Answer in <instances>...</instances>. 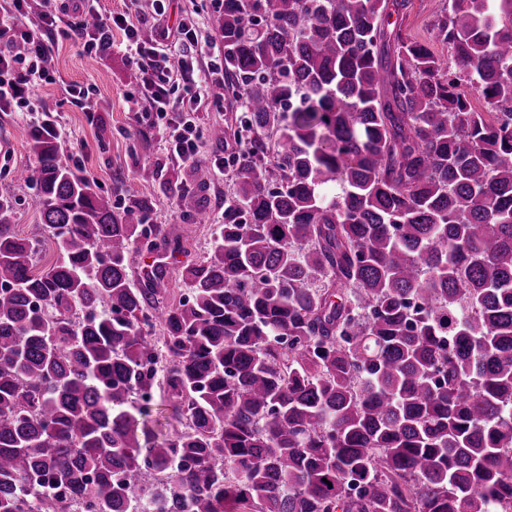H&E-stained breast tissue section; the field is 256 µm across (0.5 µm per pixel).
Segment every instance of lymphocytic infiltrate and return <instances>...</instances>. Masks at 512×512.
<instances>
[{"label":"lymphocytic infiltrate","mask_w":512,"mask_h":512,"mask_svg":"<svg viewBox=\"0 0 512 512\" xmlns=\"http://www.w3.org/2000/svg\"><path fill=\"white\" fill-rule=\"evenodd\" d=\"M44 8L34 28L22 32L29 45L27 54L12 56L0 52V111L25 112L31 121H39L42 110L23 96L24 86L44 81L45 60L50 43L61 37L80 42L86 52L102 54L112 48V31L104 27L89 28L86 18L97 14L95 0H43ZM117 23L128 41L126 49L141 75L139 87L148 96L153 109L169 114L168 141L179 157L194 156L197 131L194 112L197 102L210 99L223 71L210 64L200 67V59H211L218 52L216 39L200 35L193 19L183 17L176 31L159 30L148 42L141 41L139 27L132 16L124 14ZM181 85H174L173 76Z\"/></svg>","instance_id":"obj_1"}]
</instances>
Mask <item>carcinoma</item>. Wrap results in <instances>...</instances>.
Wrapping results in <instances>:
<instances>
[{
	"mask_svg": "<svg viewBox=\"0 0 512 512\" xmlns=\"http://www.w3.org/2000/svg\"><path fill=\"white\" fill-rule=\"evenodd\" d=\"M410 7L224 0L248 135L177 299L160 260L132 282L185 252L151 199L33 127L57 257L0 180V512H512V0H439L446 56ZM439 0H412V6L403 22L404 32L415 40L427 43L439 53H446L441 46L431 42L428 21L438 8ZM16 198L12 224H17L16 230L21 236L40 239L39 262L36 268L44 269L54 261L56 248L54 243L41 230L42 223L36 187L32 182L19 183ZM151 419L158 421V426L151 425L156 430H161L164 434H171L175 429L182 428L178 415L172 402L157 401L151 412Z\"/></svg>",
	"mask_w": 512,
	"mask_h": 512,
	"instance_id": "carcinoma-1",
	"label": "carcinoma"
}]
</instances>
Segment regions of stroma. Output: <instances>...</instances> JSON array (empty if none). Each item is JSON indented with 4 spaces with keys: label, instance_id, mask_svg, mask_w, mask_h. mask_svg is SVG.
Masks as SVG:
<instances>
[{
    "label": "stroma",
    "instance_id": "obj_1",
    "mask_svg": "<svg viewBox=\"0 0 512 512\" xmlns=\"http://www.w3.org/2000/svg\"><path fill=\"white\" fill-rule=\"evenodd\" d=\"M194 11L196 27L203 34H217L221 11L219 0H166L162 16H145L140 24L142 38H152L157 25L176 29L184 12ZM52 64L45 81L29 88L28 93L42 105L53 110L62 139L75 164L105 191L111 192L114 206H124L131 192L136 191V176L141 168L151 167L158 173L152 192L148 223L174 229L181 234L187 247L186 255L170 262L168 287L173 296H180L183 283L179 276L182 265L205 260L211 254V233L214 225L224 219V195L231 187L229 175L212 173L215 157L225 147H236L242 108L235 97H225L223 104L202 102L194 114L199 133L198 151L185 160L169 151L167 121L163 118H142L128 102L136 88L126 80L131 64L124 52L112 50L96 55L61 38L51 44ZM90 89L96 104L94 116H87L70 96L72 88ZM222 125L224 139L215 143L205 136L213 125ZM32 123L25 113L0 112V141L11 150L0 157V176L13 178L16 171L35 170L37 157L31 149ZM208 170L204 184L194 179L195 169ZM179 179L182 185L196 190L203 207L211 216L210 222L199 224L183 219L173 196L165 186L166 180ZM17 202L12 218L20 235L40 240L39 268L48 267L56 257V248L42 232L37 190L33 183H19Z\"/></svg>",
    "mask_w": 512,
    "mask_h": 512
}]
</instances>
